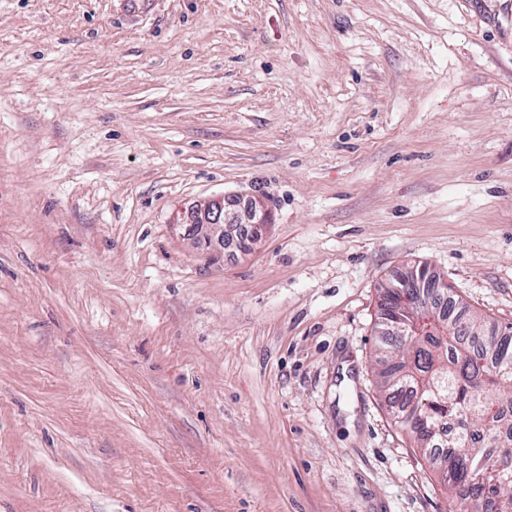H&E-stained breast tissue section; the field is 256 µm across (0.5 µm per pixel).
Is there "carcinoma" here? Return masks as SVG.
Masks as SVG:
<instances>
[{
    "mask_svg": "<svg viewBox=\"0 0 512 512\" xmlns=\"http://www.w3.org/2000/svg\"><path fill=\"white\" fill-rule=\"evenodd\" d=\"M397 314L407 303L426 323L395 335L393 315L378 318L377 347L391 364L376 383L391 420L432 467L449 512L512 509V326L472 312L446 288H396ZM451 452L439 456L435 449Z\"/></svg>",
    "mask_w": 512,
    "mask_h": 512,
    "instance_id": "obj_1",
    "label": "carcinoma"
}]
</instances>
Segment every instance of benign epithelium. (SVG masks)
<instances>
[{"label": "benign epithelium", "instance_id": "1", "mask_svg": "<svg viewBox=\"0 0 512 512\" xmlns=\"http://www.w3.org/2000/svg\"><path fill=\"white\" fill-rule=\"evenodd\" d=\"M271 224L269 209L260 198H251L247 205L234 208L231 200L213 199L192 208L191 221L174 223L176 229L201 253L212 255L224 242L236 241L240 249L249 251L263 239Z\"/></svg>", "mask_w": 512, "mask_h": 512}]
</instances>
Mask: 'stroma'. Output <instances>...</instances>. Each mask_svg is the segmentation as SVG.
Here are the masks:
<instances>
[{
  "mask_svg": "<svg viewBox=\"0 0 512 512\" xmlns=\"http://www.w3.org/2000/svg\"><path fill=\"white\" fill-rule=\"evenodd\" d=\"M223 196L249 253L173 225ZM410 263L512 324V0H0V512H448ZM232 200L213 199L192 208L191 221L174 222L176 229L201 253L212 255L224 248V241L236 240L249 251L263 239L272 223L263 199L252 197L243 208L236 209ZM233 207V208H232ZM247 233H242L246 227Z\"/></svg>",
  "mask_w": 512,
  "mask_h": 512,
  "instance_id": "stroma-1",
  "label": "stroma"
}]
</instances>
